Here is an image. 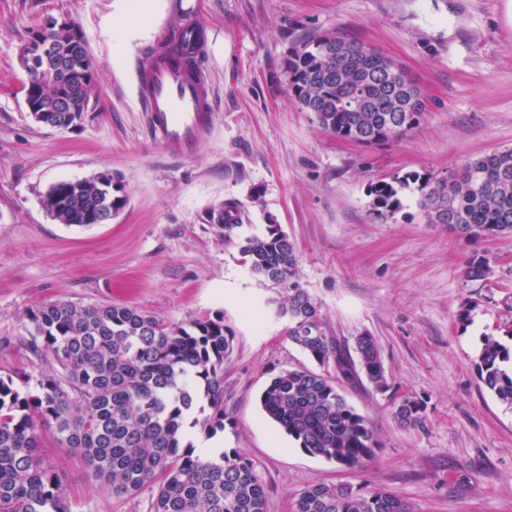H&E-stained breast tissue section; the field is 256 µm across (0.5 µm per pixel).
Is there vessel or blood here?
Here are the masks:
<instances>
[{"mask_svg": "<svg viewBox=\"0 0 512 512\" xmlns=\"http://www.w3.org/2000/svg\"><path fill=\"white\" fill-rule=\"evenodd\" d=\"M206 55L204 31L189 23L138 87L150 134L171 153H191L211 134L213 98L204 66Z\"/></svg>", "mask_w": 512, "mask_h": 512, "instance_id": "vessel-or-blood-1", "label": "vessel or blood"}]
</instances>
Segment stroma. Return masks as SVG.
I'll return each instance as SVG.
<instances>
[{"label":"stroma","instance_id":"obj_1","mask_svg":"<svg viewBox=\"0 0 512 512\" xmlns=\"http://www.w3.org/2000/svg\"><path fill=\"white\" fill-rule=\"evenodd\" d=\"M73 18L96 61L77 125L53 129L25 110L20 52L34 31ZM208 30L206 70L217 99L208 141L184 157L153 144L137 101L153 50L185 21ZM363 41L403 65L423 100L397 142L355 144L322 129L288 89L293 48L324 34ZM512 148V0H0V376L38 392L28 314L66 300L127 305L170 324L223 315L224 445L254 465L270 512H296L309 485L385 489L411 512H512V407L480 381L484 337L512 349V234L468 243L428 223L417 185L372 213L378 181L449 168ZM111 174L124 198L110 223L66 226L42 206L51 186ZM244 209L224 242L210 220ZM280 225L299 281L328 335L373 336L399 394L423 403L421 428L393 417L370 383L341 391L377 430L379 447L347 469L310 455L263 412L259 396L284 370L318 366L289 340L279 292L243 260L246 236ZM489 261L467 280L471 256ZM72 512H148L152 492L115 497L83 462L43 436Z\"/></svg>","mask_w":512,"mask_h":512}]
</instances>
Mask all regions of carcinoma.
<instances>
[{"label":"carcinoma","mask_w":512,"mask_h":512,"mask_svg":"<svg viewBox=\"0 0 512 512\" xmlns=\"http://www.w3.org/2000/svg\"><path fill=\"white\" fill-rule=\"evenodd\" d=\"M326 37L305 42L287 60L288 88L302 109L315 114L325 130L364 145L408 135L423 108L401 111L393 90L405 85L421 98L409 71L363 42L339 37L338 49ZM55 78L27 73L26 98L50 106L61 87H76L79 55ZM419 183V206L431 224L441 210L455 219L450 228L462 239L512 233V149L465 161L441 177L408 174L380 181L371 190L379 217L399 206V190ZM47 213L60 224H92L97 214L120 200L103 191L93 176L62 181ZM239 204L217 217L216 228L230 242L242 227ZM241 254L251 272L283 293L278 314L288 322L289 339L317 364H334L336 376L288 370L260 394L266 415L306 453L344 468H358L379 447L372 421L341 393L342 382L367 379L381 393L390 389L375 338L361 334L353 346L322 327L320 308L298 280L294 243L270 224L244 240ZM489 263L472 258L465 276L481 280ZM29 348L49 369L36 376L40 395L23 397L11 378L0 377V512H72L61 475L42 455L40 427L78 456L95 486L114 496L154 490L149 512H269L268 490L253 464L238 451L212 457L195 448L193 436L224 430V359L231 336L224 316H204L168 324L134 307L42 304L28 315ZM512 350L487 336L477 370L484 386L512 407ZM425 408L404 397L394 406L397 422L422 428ZM297 512H409L396 495L377 489L312 484L299 495Z\"/></svg>","instance_id":"1"}]
</instances>
